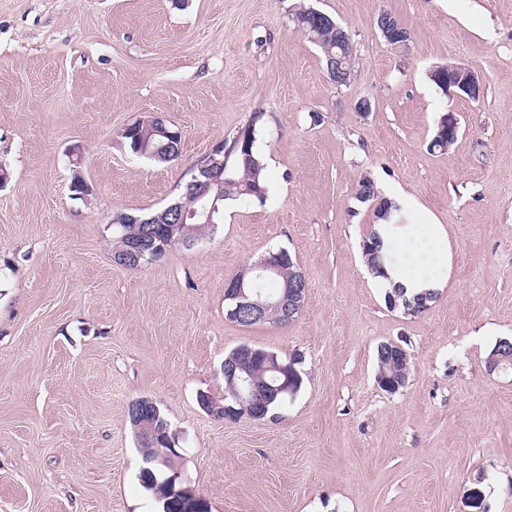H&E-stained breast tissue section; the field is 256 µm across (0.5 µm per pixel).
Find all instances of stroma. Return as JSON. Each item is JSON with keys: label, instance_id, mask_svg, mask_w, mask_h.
Segmentation results:
<instances>
[{"label": "stroma", "instance_id": "obj_1", "mask_svg": "<svg viewBox=\"0 0 512 512\" xmlns=\"http://www.w3.org/2000/svg\"><path fill=\"white\" fill-rule=\"evenodd\" d=\"M303 7L347 26L348 85L297 31ZM384 10L407 51L380 36ZM448 62L483 98L442 93L428 71ZM448 112L458 138L431 149ZM150 115L179 129L175 160L122 138ZM251 123L266 202L225 201L194 247L113 263V214L166 205ZM1 172L0 512H159L127 415L142 397L207 512H512V373L486 369L512 338V0H0ZM364 176L404 190L408 223L448 232L449 283L419 315L390 308L363 261ZM277 246L306 276L301 313L229 321L227 282ZM383 341L411 357L394 393L375 381ZM242 344L295 361L275 417L201 404H223Z\"/></svg>", "mask_w": 512, "mask_h": 512}]
</instances>
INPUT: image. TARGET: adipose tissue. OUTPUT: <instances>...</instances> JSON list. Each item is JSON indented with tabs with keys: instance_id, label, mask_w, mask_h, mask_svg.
<instances>
[{
	"instance_id": "1",
	"label": "adipose tissue",
	"mask_w": 512,
	"mask_h": 512,
	"mask_svg": "<svg viewBox=\"0 0 512 512\" xmlns=\"http://www.w3.org/2000/svg\"><path fill=\"white\" fill-rule=\"evenodd\" d=\"M392 244L403 258L402 264L388 270L392 283L411 293L444 288L450 272V245L443 225H411L406 235L393 237Z\"/></svg>"
}]
</instances>
